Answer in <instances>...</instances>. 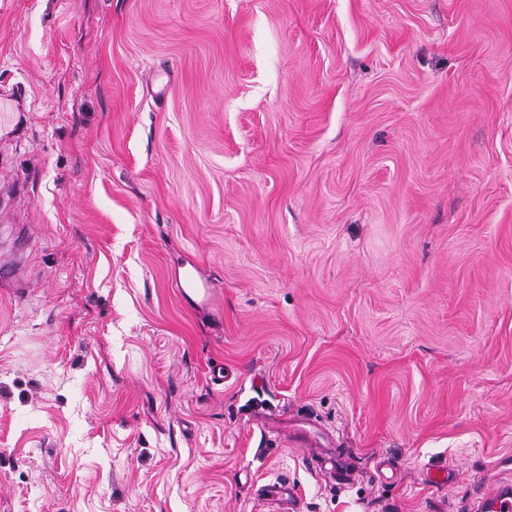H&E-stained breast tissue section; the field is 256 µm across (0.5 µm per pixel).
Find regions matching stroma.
Here are the masks:
<instances>
[{
  "mask_svg": "<svg viewBox=\"0 0 512 512\" xmlns=\"http://www.w3.org/2000/svg\"><path fill=\"white\" fill-rule=\"evenodd\" d=\"M18 82L0 512H277L247 489L276 482L467 512L512 480V0H0Z\"/></svg>",
  "mask_w": 512,
  "mask_h": 512,
  "instance_id": "obj_1",
  "label": "stroma"
}]
</instances>
